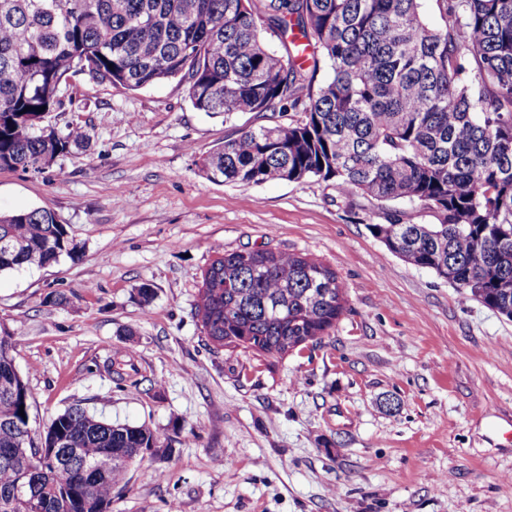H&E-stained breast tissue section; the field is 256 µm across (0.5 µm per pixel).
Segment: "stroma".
<instances>
[{"label":"stroma","mask_w":512,"mask_h":512,"mask_svg":"<svg viewBox=\"0 0 512 512\" xmlns=\"http://www.w3.org/2000/svg\"><path fill=\"white\" fill-rule=\"evenodd\" d=\"M65 102L46 121L84 143L40 172L0 168V212L54 211L77 256L0 274V335L33 429L78 404L170 444L112 512H512V319L369 231L398 211L433 223L428 210L352 204L332 181L206 178L205 155L288 112L227 118L177 79L130 90L87 73ZM254 249L335 272L344 311L320 342L268 358L207 340L204 271Z\"/></svg>","instance_id":"1"}]
</instances>
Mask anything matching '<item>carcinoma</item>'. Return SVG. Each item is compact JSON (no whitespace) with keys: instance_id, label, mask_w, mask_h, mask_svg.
Wrapping results in <instances>:
<instances>
[{"instance_id":"1","label":"carcinoma","mask_w":512,"mask_h":512,"mask_svg":"<svg viewBox=\"0 0 512 512\" xmlns=\"http://www.w3.org/2000/svg\"><path fill=\"white\" fill-rule=\"evenodd\" d=\"M435 2L432 26L422 0H0V168L39 172L82 144L77 125L41 126L78 73L130 90L185 77L200 112L300 113L224 141L207 178L333 180L345 198L417 203L438 222L369 231L512 319V0ZM2 240L16 252L0 273L75 258L50 209L0 214ZM343 310L330 268L269 250L217 257L195 303L214 347L267 357L321 339ZM31 398L0 336V512H112L141 452L166 453L145 423L71 407L56 420L80 460L61 475L23 442ZM104 453L116 462L98 480L84 462Z\"/></svg>"}]
</instances>
